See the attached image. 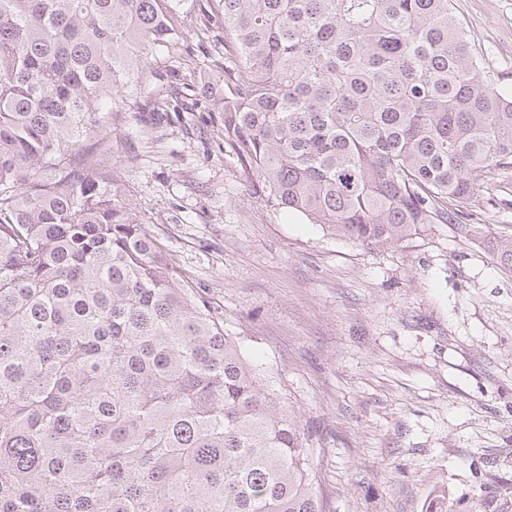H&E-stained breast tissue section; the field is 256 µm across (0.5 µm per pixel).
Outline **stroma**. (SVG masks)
I'll use <instances>...</instances> for the list:
<instances>
[{"instance_id":"obj_1","label":"stroma","mask_w":512,"mask_h":512,"mask_svg":"<svg viewBox=\"0 0 512 512\" xmlns=\"http://www.w3.org/2000/svg\"><path fill=\"white\" fill-rule=\"evenodd\" d=\"M492 83L512 87V0H454ZM112 116L126 199L179 273L258 358L315 448L326 512H471L512 483V175L456 221L369 250L266 207L207 98Z\"/></svg>"}]
</instances>
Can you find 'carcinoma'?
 <instances>
[{
  "instance_id": "carcinoma-1",
  "label": "carcinoma",
  "mask_w": 512,
  "mask_h": 512,
  "mask_svg": "<svg viewBox=\"0 0 512 512\" xmlns=\"http://www.w3.org/2000/svg\"><path fill=\"white\" fill-rule=\"evenodd\" d=\"M0 0V512H324L314 449L123 198V89H199L265 206L368 249L512 168V90L452 0ZM453 210H448V206ZM203 36V35H202ZM200 36L199 38L193 37L190 38L188 43L191 47V56L192 59H189L191 62H184L182 60H177L174 58H169L167 55H164V61H167L165 65L173 66L170 68H179L182 72V74H187V81H178L180 83L182 82H188L190 81L195 82L196 84H207L208 82L215 85L216 89H224V77L223 75L219 77L218 75L213 74L210 72L206 66L204 65V61H206L207 57L210 56V54H213L216 51H220V44L219 42H214L211 38L207 39L204 36ZM169 58V59H168ZM163 61V62H164ZM182 63V64H181ZM183 63L190 64L191 69L185 70L187 68V65H184ZM192 63V64H191ZM197 64V65H196ZM206 64V63H205ZM196 66V67H195ZM193 67L195 68L193 70ZM194 71V73H193ZM190 78V81H189Z\"/></svg>"
}]
</instances>
